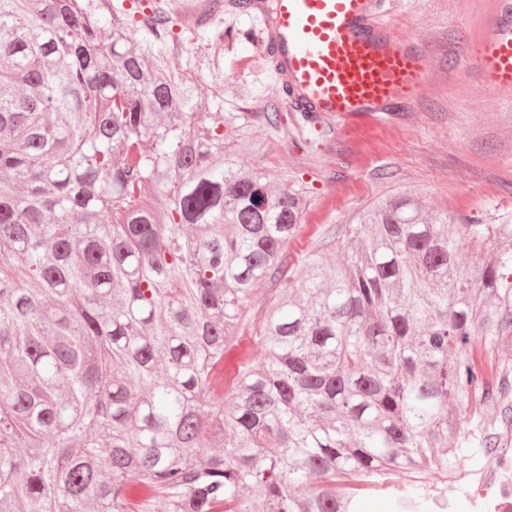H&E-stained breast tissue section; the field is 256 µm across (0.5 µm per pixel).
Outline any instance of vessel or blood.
<instances>
[{
	"instance_id": "1",
	"label": "vessel or blood",
	"mask_w": 512,
	"mask_h": 512,
	"mask_svg": "<svg viewBox=\"0 0 512 512\" xmlns=\"http://www.w3.org/2000/svg\"><path fill=\"white\" fill-rule=\"evenodd\" d=\"M475 46L486 88L512 93V0H493ZM264 49L285 101L301 112L377 121L420 97L429 57L398 38L382 0H274Z\"/></svg>"
}]
</instances>
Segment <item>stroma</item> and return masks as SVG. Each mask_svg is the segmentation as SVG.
I'll use <instances>...</instances> for the list:
<instances>
[{
  "mask_svg": "<svg viewBox=\"0 0 512 512\" xmlns=\"http://www.w3.org/2000/svg\"><path fill=\"white\" fill-rule=\"evenodd\" d=\"M491 0H384L386 20L427 50L429 79L420 99L383 122L347 134L335 118L308 126L290 112L275 82L255 73L240 46L224 73V109L245 112L263 148L242 150V167L279 185L303 186L300 237L288 247L297 263L325 231L341 230L377 200L410 193L429 210L468 224H512V95L483 86L473 45ZM254 89L239 100L241 82ZM281 115L280 129L267 121ZM431 471L378 481L362 512H395L398 489L443 482Z\"/></svg>",
  "mask_w": 512,
  "mask_h": 512,
  "instance_id": "obj_1",
  "label": "stroma"
}]
</instances>
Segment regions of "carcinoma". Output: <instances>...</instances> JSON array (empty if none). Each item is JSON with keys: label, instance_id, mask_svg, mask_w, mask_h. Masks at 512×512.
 Wrapping results in <instances>:
<instances>
[{"label": "carcinoma", "instance_id": "cac0c4a2", "mask_svg": "<svg viewBox=\"0 0 512 512\" xmlns=\"http://www.w3.org/2000/svg\"><path fill=\"white\" fill-rule=\"evenodd\" d=\"M149 9L0 0V512H359L339 479L494 455L512 225L396 195L288 265L302 193L203 111L224 0L178 34ZM267 283L256 362L235 332Z\"/></svg>", "mask_w": 512, "mask_h": 512}]
</instances>
